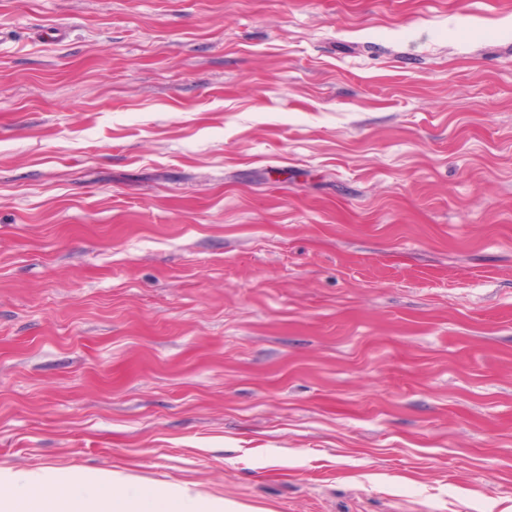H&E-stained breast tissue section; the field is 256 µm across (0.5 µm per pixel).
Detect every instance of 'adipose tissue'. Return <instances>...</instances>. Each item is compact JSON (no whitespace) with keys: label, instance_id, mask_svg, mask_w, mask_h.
<instances>
[{"label":"adipose tissue","instance_id":"ef3b65f1","mask_svg":"<svg viewBox=\"0 0 512 512\" xmlns=\"http://www.w3.org/2000/svg\"><path fill=\"white\" fill-rule=\"evenodd\" d=\"M55 488L53 496L41 493ZM0 512H258L250 505L192 490L156 487L118 470L67 472L0 468Z\"/></svg>","mask_w":512,"mask_h":512}]
</instances>
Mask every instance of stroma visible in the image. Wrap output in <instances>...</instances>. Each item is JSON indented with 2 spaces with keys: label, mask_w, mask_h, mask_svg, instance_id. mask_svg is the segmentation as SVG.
I'll list each match as a JSON object with an SVG mask.
<instances>
[{
  "label": "stroma",
  "mask_w": 512,
  "mask_h": 512,
  "mask_svg": "<svg viewBox=\"0 0 512 512\" xmlns=\"http://www.w3.org/2000/svg\"><path fill=\"white\" fill-rule=\"evenodd\" d=\"M0 467L512 512V0H0Z\"/></svg>",
  "instance_id": "stroma-1"
}]
</instances>
